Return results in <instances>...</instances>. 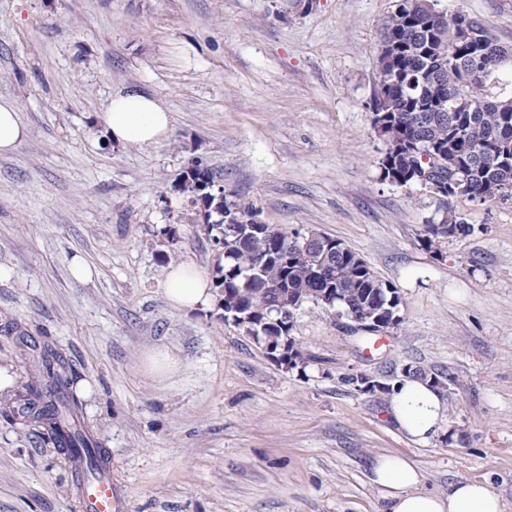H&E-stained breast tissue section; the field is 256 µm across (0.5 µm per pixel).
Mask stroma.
I'll return each instance as SVG.
<instances>
[{
	"mask_svg": "<svg viewBox=\"0 0 512 512\" xmlns=\"http://www.w3.org/2000/svg\"><path fill=\"white\" fill-rule=\"evenodd\" d=\"M396 3L0 0V98L29 131L0 156V394L31 370L21 333L62 352L127 512H384L371 464L394 453L426 488L485 482L512 512V198L456 199L469 233L421 246L440 202L382 179L374 126ZM435 7L512 45V0ZM124 86L167 101V142L105 140ZM195 163L259 223L359 253L400 296L398 325L357 330L303 303L292 334L310 359L288 369L220 304L172 308L170 265L216 268L202 216L172 187ZM76 256L92 280L72 276ZM162 347L179 361L165 380L144 365ZM407 366L455 379L450 427L425 445L388 412ZM81 498L53 445L0 412V512H82Z\"/></svg>",
	"mask_w": 512,
	"mask_h": 512,
	"instance_id": "1",
	"label": "stroma"
}]
</instances>
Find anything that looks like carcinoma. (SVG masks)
<instances>
[{
  "label": "carcinoma",
  "instance_id": "carcinoma-1",
  "mask_svg": "<svg viewBox=\"0 0 512 512\" xmlns=\"http://www.w3.org/2000/svg\"><path fill=\"white\" fill-rule=\"evenodd\" d=\"M461 14L415 13L409 0L381 24L378 53L380 94L375 99L374 123L383 125L389 149L381 160L383 179L401 187L421 181L425 175H468L467 188L440 200L439 218L425 225L422 243L439 252L441 240L464 233L451 202L459 197L485 200L512 197V96L497 91L504 65L495 60V45L488 28L478 19L470 22L468 52L453 62L460 35ZM461 100L468 112L449 111ZM257 211L241 199H224V219L205 224L210 238H224V264L215 279L224 298L263 322L270 312L274 286L290 288L283 309L299 301L323 305V289L336 290V302L377 318L389 328L399 316L401 299L395 288L369 268L364 259L343 242L329 236L319 241L333 252L318 272L319 256L287 252L291 235L272 224L234 233L227 220H253ZM25 347L40 350L37 362L21 389L0 402L4 412L24 427L39 431L64 454L74 477L106 470V451L93 444L79 428L78 401L61 396L73 369L62 353L21 336Z\"/></svg>",
  "mask_w": 512,
  "mask_h": 512
}]
</instances>
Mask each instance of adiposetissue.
<instances>
[{
    "label": "adipose tissue",
    "mask_w": 512,
    "mask_h": 512,
    "mask_svg": "<svg viewBox=\"0 0 512 512\" xmlns=\"http://www.w3.org/2000/svg\"><path fill=\"white\" fill-rule=\"evenodd\" d=\"M171 121V111L162 97L136 89L113 94L103 114L107 138L127 146L165 142ZM164 295L173 308L183 312L209 305L214 298L209 280L183 265L167 271ZM389 413L416 443L428 442L449 424L448 405L442 395L429 383L416 379L394 385ZM372 473L374 483L384 490L387 512H505L502 498L482 482L459 481L444 493L425 490L418 469L401 454L377 457Z\"/></svg>",
    "instance_id": "adipose-tissue-1"
}]
</instances>
